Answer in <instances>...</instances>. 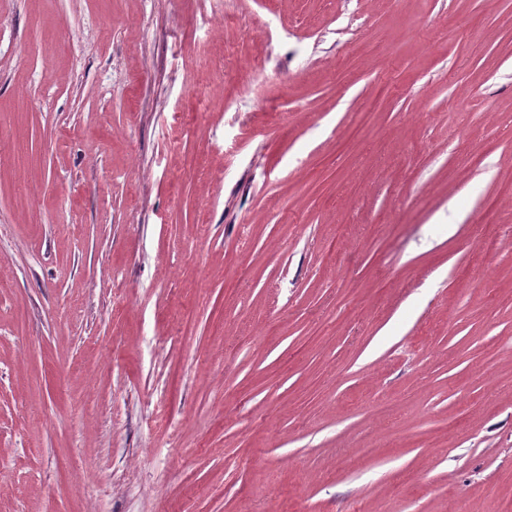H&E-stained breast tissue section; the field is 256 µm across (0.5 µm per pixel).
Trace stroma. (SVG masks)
I'll list each match as a JSON object with an SVG mask.
<instances>
[{
    "instance_id": "35a3bbf8",
    "label": "stroma",
    "mask_w": 512,
    "mask_h": 512,
    "mask_svg": "<svg viewBox=\"0 0 512 512\" xmlns=\"http://www.w3.org/2000/svg\"><path fill=\"white\" fill-rule=\"evenodd\" d=\"M274 501L512 512V0H0V512Z\"/></svg>"
}]
</instances>
